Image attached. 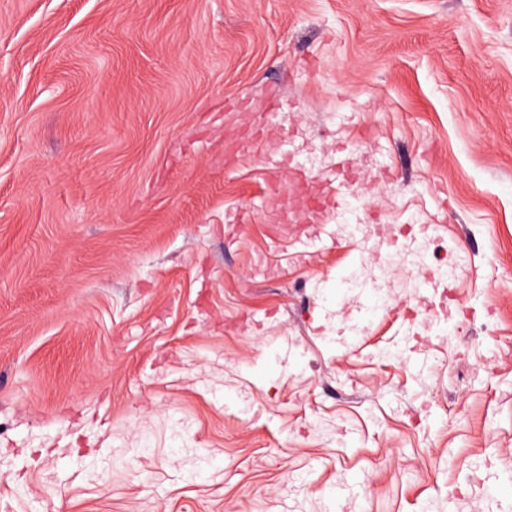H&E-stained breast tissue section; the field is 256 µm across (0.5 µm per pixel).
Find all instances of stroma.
Instances as JSON below:
<instances>
[{
    "label": "stroma",
    "mask_w": 512,
    "mask_h": 512,
    "mask_svg": "<svg viewBox=\"0 0 512 512\" xmlns=\"http://www.w3.org/2000/svg\"><path fill=\"white\" fill-rule=\"evenodd\" d=\"M0 512H512V0H0Z\"/></svg>",
    "instance_id": "stroma-1"
}]
</instances>
